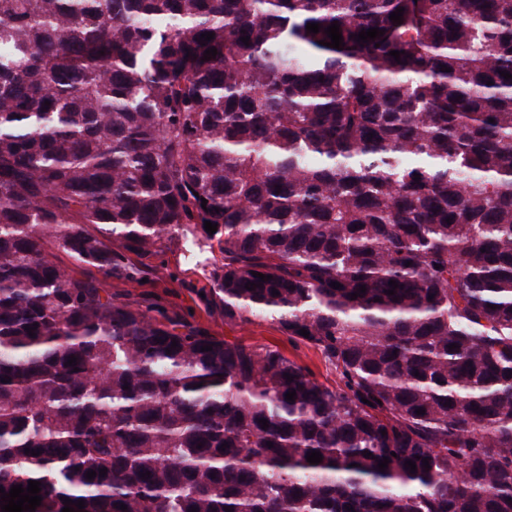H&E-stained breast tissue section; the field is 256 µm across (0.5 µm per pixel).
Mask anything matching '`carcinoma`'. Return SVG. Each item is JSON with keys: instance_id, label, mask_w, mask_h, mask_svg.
<instances>
[{"instance_id": "obj_1", "label": "carcinoma", "mask_w": 512, "mask_h": 512, "mask_svg": "<svg viewBox=\"0 0 512 512\" xmlns=\"http://www.w3.org/2000/svg\"><path fill=\"white\" fill-rule=\"evenodd\" d=\"M502 71L512 0H0V488L41 482L35 512H512ZM175 234L224 253V324L273 320L343 386L57 261L135 281Z\"/></svg>"}]
</instances>
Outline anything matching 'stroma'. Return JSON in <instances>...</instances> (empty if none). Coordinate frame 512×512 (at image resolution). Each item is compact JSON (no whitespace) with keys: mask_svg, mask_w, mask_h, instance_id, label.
Here are the masks:
<instances>
[{"mask_svg":"<svg viewBox=\"0 0 512 512\" xmlns=\"http://www.w3.org/2000/svg\"><path fill=\"white\" fill-rule=\"evenodd\" d=\"M224 261L219 250L199 251L181 238L166 241L162 250L138 258L141 279L132 283L120 274L106 275L89 268L104 288L142 308L161 309L211 335L252 345H276L328 386L337 383L336 372L319 350L306 344H291L267 318H255L236 326L224 323L220 307L212 303L209 290L213 273Z\"/></svg>","mask_w":512,"mask_h":512,"instance_id":"obj_1","label":"stroma"}]
</instances>
